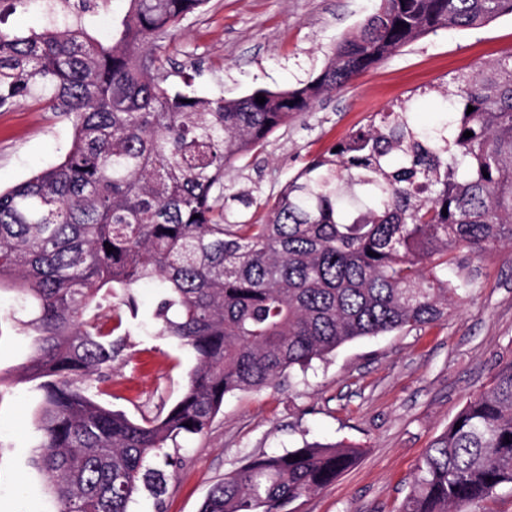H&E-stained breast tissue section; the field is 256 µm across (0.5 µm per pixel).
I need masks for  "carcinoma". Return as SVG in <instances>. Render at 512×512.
Returning <instances> with one entry per match:
<instances>
[{
  "instance_id": "1",
  "label": "carcinoma",
  "mask_w": 512,
  "mask_h": 512,
  "mask_svg": "<svg viewBox=\"0 0 512 512\" xmlns=\"http://www.w3.org/2000/svg\"><path fill=\"white\" fill-rule=\"evenodd\" d=\"M129 2L104 41L65 21L0 28V109L34 99L73 125L58 163L0 191V286L13 285L14 330L33 339L26 373L41 380L31 464L57 512H130L142 490L160 495L168 442L206 432L225 395L448 318L467 290L448 283V254L512 248V59L454 78L440 91L454 112L432 127L408 103L380 113L265 199L262 224L232 207L252 197L224 196L226 171L317 100L430 31L512 15V0H379L315 80L236 99L165 87L155 42L207 0ZM142 285L157 288L151 328L196 364L173 407L133 419L96 396ZM360 455L320 442L261 455L200 512H288ZM505 486L512 358L431 441L398 512H463Z\"/></svg>"
}]
</instances>
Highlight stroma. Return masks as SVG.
Returning a JSON list of instances; mask_svg holds the SVG:
<instances>
[{"instance_id":"1","label":"stroma","mask_w":512,"mask_h":512,"mask_svg":"<svg viewBox=\"0 0 512 512\" xmlns=\"http://www.w3.org/2000/svg\"><path fill=\"white\" fill-rule=\"evenodd\" d=\"M379 0H208L162 41L170 90L239 98L259 88L294 89L315 80L337 41L373 14ZM512 57V16L478 29H442L420 37L309 111L272 133L264 148L232 168L231 192L277 193L310 160L372 116L413 99L432 123L439 89L461 73ZM63 116L27 100L0 109V189L59 161L72 140ZM448 279L468 283L459 307L431 325L360 338L293 370L279 387L226 395L209 430L169 446L178 458L161 498L142 492L134 512H200L216 482L247 460L283 454L303 441L346 442L359 462L291 512H398L430 442L486 389L500 360L512 358V248L450 256ZM128 323L126 356L112 365L100 400L129 417L152 416L179 400L193 354L147 329L155 290H139ZM12 293L0 294V512H56L44 478L29 460L38 444L40 393L24 379L30 342L14 335Z\"/></svg>"}]
</instances>
